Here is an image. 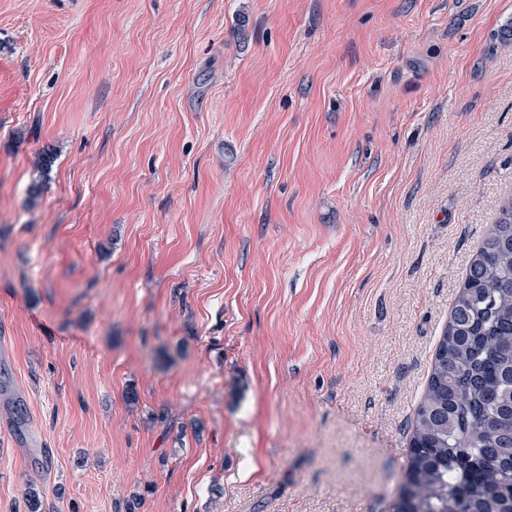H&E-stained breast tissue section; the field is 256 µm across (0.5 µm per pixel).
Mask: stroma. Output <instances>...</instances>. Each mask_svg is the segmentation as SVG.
<instances>
[{
  "label": "stroma",
  "instance_id": "stroma-1",
  "mask_svg": "<svg viewBox=\"0 0 512 512\" xmlns=\"http://www.w3.org/2000/svg\"><path fill=\"white\" fill-rule=\"evenodd\" d=\"M511 25L512 0H0V512H396L512 198Z\"/></svg>",
  "mask_w": 512,
  "mask_h": 512
}]
</instances>
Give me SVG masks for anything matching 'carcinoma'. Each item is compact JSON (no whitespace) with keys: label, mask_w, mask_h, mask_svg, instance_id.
<instances>
[{"label":"carcinoma","mask_w":512,"mask_h":512,"mask_svg":"<svg viewBox=\"0 0 512 512\" xmlns=\"http://www.w3.org/2000/svg\"><path fill=\"white\" fill-rule=\"evenodd\" d=\"M397 512H512V200L441 336Z\"/></svg>","instance_id":"carcinoma-1"}]
</instances>
